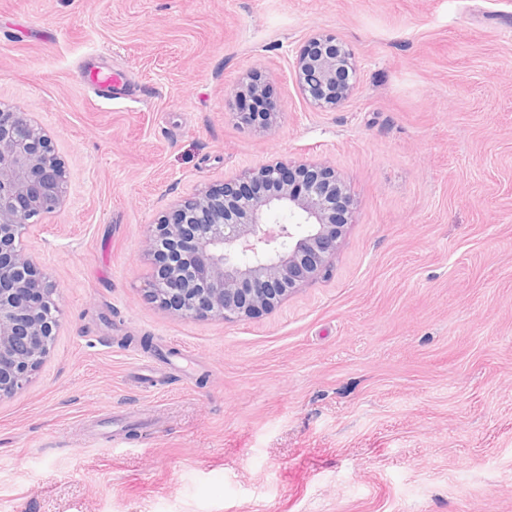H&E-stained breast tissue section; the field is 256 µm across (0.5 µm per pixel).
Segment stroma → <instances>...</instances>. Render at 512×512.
<instances>
[{
  "label": "stroma",
  "instance_id": "35a3bbf8",
  "mask_svg": "<svg viewBox=\"0 0 512 512\" xmlns=\"http://www.w3.org/2000/svg\"><path fill=\"white\" fill-rule=\"evenodd\" d=\"M316 31L358 65L333 111L292 69ZM99 55L126 98L79 80ZM258 63L269 129L227 105ZM0 109L68 177L0 512H512V0H0ZM272 161L346 185L329 274L233 322L152 303L146 225Z\"/></svg>",
  "mask_w": 512,
  "mask_h": 512
}]
</instances>
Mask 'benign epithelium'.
Returning <instances> with one entry per match:
<instances>
[{
	"instance_id": "benign-epithelium-1",
	"label": "benign epithelium",
	"mask_w": 512,
	"mask_h": 512,
	"mask_svg": "<svg viewBox=\"0 0 512 512\" xmlns=\"http://www.w3.org/2000/svg\"><path fill=\"white\" fill-rule=\"evenodd\" d=\"M292 66L318 109L334 110L356 91L352 53L334 35H310ZM228 105L246 125L278 122L259 65L232 90ZM66 190V171L45 131L24 113L0 109V398L25 388L50 353L55 290L24 238L61 206ZM349 205L344 182L322 164H267L220 189L202 188L146 226L140 251L154 266L148 297L199 320L268 312L331 268ZM281 212L299 221L272 222Z\"/></svg>"
}]
</instances>
